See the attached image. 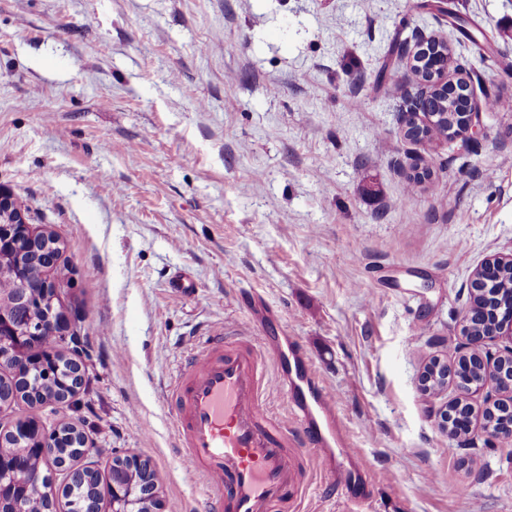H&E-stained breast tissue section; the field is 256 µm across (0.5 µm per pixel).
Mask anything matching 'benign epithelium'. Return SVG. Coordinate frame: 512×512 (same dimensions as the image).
Returning a JSON list of instances; mask_svg holds the SVG:
<instances>
[{
	"label": "benign epithelium",
	"instance_id": "7a95c632",
	"mask_svg": "<svg viewBox=\"0 0 512 512\" xmlns=\"http://www.w3.org/2000/svg\"><path fill=\"white\" fill-rule=\"evenodd\" d=\"M440 44L436 39H428L419 43L412 51L410 68H424L430 56V49ZM428 77L422 81L410 97L409 107L403 113L404 130L423 131L436 125L438 113L431 109V94L448 87L461 88L463 112L460 114V125L445 132L452 139L460 135L468 139H476L479 134L476 122L479 115L487 109L488 101L481 100L470 91V84L459 69L447 64L441 69H427ZM47 234L35 231L13 199L0 189V273L10 277L16 288L8 294H0V370L6 369L13 376L21 379L23 375L34 370H57L60 363L57 355L72 354L70 361V377L72 384L69 389L59 392L53 399L58 406L68 405L81 388L84 376L80 363L74 356L82 352L84 339L80 333L79 319L75 312L68 309L62 300V288L59 281L50 277V270L57 266L60 256L49 248ZM33 254L43 263L42 274L31 277L21 262L24 254ZM512 262V257L504 259L498 256L488 258L473 274L472 283L484 281V276L495 269V265ZM50 305L51 313L37 327L21 328L13 313L32 307L33 304ZM492 324L488 334L467 336L472 354L487 366L491 377L480 384H475L456 373L445 376L442 389L453 384L456 390L470 396L480 392L512 393V371L498 373L494 370L497 361L506 356L512 357V306L499 307L492 310ZM492 346L495 351L480 354V348ZM448 366L445 358H435L426 364L421 372L420 386L426 394L435 399L438 394L431 393L429 370L434 367ZM23 400L28 407L40 405L35 398H22L17 388L10 390L0 386V407ZM435 416L439 428H448V424L464 427L459 432L463 437L467 434L470 418L465 415H452L448 407L436 410ZM486 433L502 442L512 440V419L499 423L485 424ZM71 446L80 449L81 465L72 467L68 459L59 452V434L46 431L39 422L21 413L11 417L0 415V503L3 502L5 490L11 491L14 512H25L24 503L34 494L45 496L41 512H60L56 507V496L48 492L50 480L42 474V469L30 470L28 463L37 459L51 462L63 475V490L71 495L80 485L94 484L101 478L98 462L90 454V449L83 434L77 429L70 433ZM155 472L150 458L142 454L121 455L112 463L108 481V495H96L88 501L83 512H138L141 500L149 499L150 512H165V503L160 494L159 484L151 478Z\"/></svg>",
	"mask_w": 512,
	"mask_h": 512
}]
</instances>
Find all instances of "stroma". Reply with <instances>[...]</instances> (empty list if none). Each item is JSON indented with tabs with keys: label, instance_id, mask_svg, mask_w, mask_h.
Here are the masks:
<instances>
[{
	"label": "stroma",
	"instance_id": "obj_1",
	"mask_svg": "<svg viewBox=\"0 0 512 512\" xmlns=\"http://www.w3.org/2000/svg\"><path fill=\"white\" fill-rule=\"evenodd\" d=\"M445 5L0 0V188L63 242L84 334L83 386L31 416L76 425L100 470L148 455L166 512H208L166 405L180 357L228 324L285 333L373 481L357 507L312 466L298 512H512V441L482 418L512 395L472 396L457 443L419 385L464 341L474 270L512 254V112L474 142L401 133L423 38L477 97L512 99V0Z\"/></svg>",
	"mask_w": 512,
	"mask_h": 512
}]
</instances>
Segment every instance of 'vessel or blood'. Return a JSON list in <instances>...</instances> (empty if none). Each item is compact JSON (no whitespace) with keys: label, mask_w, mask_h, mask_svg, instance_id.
Returning <instances> with one entry per match:
<instances>
[{"label":"vessel or blood","mask_w":512,"mask_h":512,"mask_svg":"<svg viewBox=\"0 0 512 512\" xmlns=\"http://www.w3.org/2000/svg\"><path fill=\"white\" fill-rule=\"evenodd\" d=\"M288 401V416L265 401L269 386ZM177 453L217 494L212 512H295L301 468L311 460L339 497L363 503L371 486L320 380L296 337L272 347L264 336L201 337L169 386Z\"/></svg>","instance_id":"vessel-or-blood-1"}]
</instances>
